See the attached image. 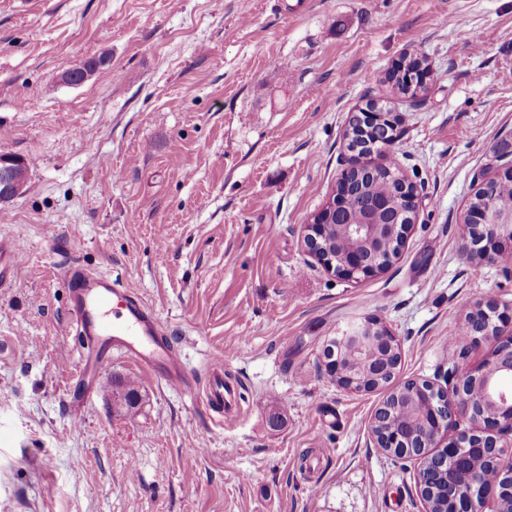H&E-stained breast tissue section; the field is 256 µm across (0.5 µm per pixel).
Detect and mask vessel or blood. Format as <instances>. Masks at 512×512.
<instances>
[{
	"label": "vessel or blood",
	"instance_id": "b4317fda",
	"mask_svg": "<svg viewBox=\"0 0 512 512\" xmlns=\"http://www.w3.org/2000/svg\"><path fill=\"white\" fill-rule=\"evenodd\" d=\"M22 255L19 241L0 240V288L8 286ZM66 279L73 325L86 349L85 368L119 353L156 373L167 388L193 393L194 380L171 344L165 327L135 292L124 288L119 280L87 271L77 264L67 267ZM238 392V386L224 379L223 360H214L201 395V406L223 413Z\"/></svg>",
	"mask_w": 512,
	"mask_h": 512
}]
</instances>
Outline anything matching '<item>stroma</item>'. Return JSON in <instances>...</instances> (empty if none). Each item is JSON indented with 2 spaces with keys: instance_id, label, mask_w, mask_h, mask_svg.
<instances>
[{
  "instance_id": "1",
  "label": "stroma",
  "mask_w": 512,
  "mask_h": 512,
  "mask_svg": "<svg viewBox=\"0 0 512 512\" xmlns=\"http://www.w3.org/2000/svg\"><path fill=\"white\" fill-rule=\"evenodd\" d=\"M412 54L429 75L409 98L386 74ZM372 104L403 122L365 164L426 206L350 283L301 238ZM506 151L512 0H0V154L28 166L0 202V238L27 248L0 288V512H419L413 463L371 441L382 392L338 387L322 351L369 316L401 342L399 380L487 357L456 336L476 302L512 304V254L477 262L463 225ZM72 262L140 295L199 381L223 356L238 406L117 354L82 372Z\"/></svg>"
}]
</instances>
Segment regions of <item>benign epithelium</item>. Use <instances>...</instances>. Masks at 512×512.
Masks as SVG:
<instances>
[{"instance_id": "obj_1", "label": "benign epithelium", "mask_w": 512, "mask_h": 512, "mask_svg": "<svg viewBox=\"0 0 512 512\" xmlns=\"http://www.w3.org/2000/svg\"><path fill=\"white\" fill-rule=\"evenodd\" d=\"M400 113L368 109L358 118L359 127L382 128L387 144L397 139ZM23 160L0 156V201L23 193L25 179L19 172ZM502 181L486 180L480 187L485 204L475 208L464 225V238L471 257L481 261L498 256L494 247L512 244V213L494 212L491 202ZM425 199L418 190L396 199V217L387 224L377 222L380 207L369 211L360 224H334L336 201L329 199L321 211L304 225L303 247L327 272L348 282H360L383 272L404 248ZM346 236L359 247L335 254L331 244ZM469 337L491 344L478 366L452 367L445 384L429 380L393 383L402 360L400 340L376 319L350 324L324 346V370L348 391L384 392L371 421L374 447L384 454L416 464L415 483L422 512H433V501L441 473L455 476L444 512H506L512 501V306L477 303L465 321ZM465 419L470 429L452 437L449 431ZM496 468L499 481L487 482L475 467V458Z\"/></svg>"}]
</instances>
